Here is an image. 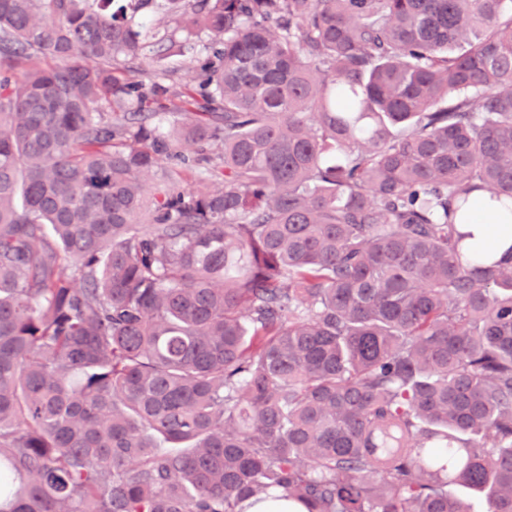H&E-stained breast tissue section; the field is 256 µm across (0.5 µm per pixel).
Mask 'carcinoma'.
Instances as JSON below:
<instances>
[{
    "label": "carcinoma",
    "instance_id": "carcinoma-1",
    "mask_svg": "<svg viewBox=\"0 0 512 512\" xmlns=\"http://www.w3.org/2000/svg\"><path fill=\"white\" fill-rule=\"evenodd\" d=\"M482 191L512 0H0V512H512ZM172 67H180V75L183 80L187 83H193L195 76L192 70L187 69L186 64L182 57L172 53L166 59L157 61V59H147L142 62V68L150 75L152 79H158L161 77L165 70Z\"/></svg>",
    "mask_w": 512,
    "mask_h": 512
}]
</instances>
